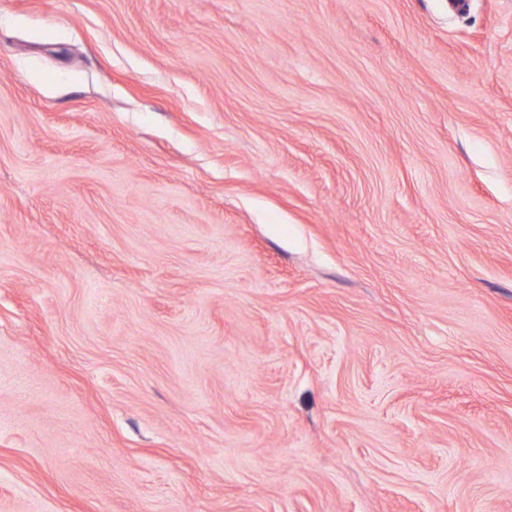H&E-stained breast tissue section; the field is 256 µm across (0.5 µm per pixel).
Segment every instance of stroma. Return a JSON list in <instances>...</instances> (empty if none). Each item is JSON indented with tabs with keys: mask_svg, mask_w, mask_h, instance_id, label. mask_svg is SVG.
I'll use <instances>...</instances> for the list:
<instances>
[{
	"mask_svg": "<svg viewBox=\"0 0 512 512\" xmlns=\"http://www.w3.org/2000/svg\"><path fill=\"white\" fill-rule=\"evenodd\" d=\"M0 512H512V0H0Z\"/></svg>",
	"mask_w": 512,
	"mask_h": 512,
	"instance_id": "35a3bbf8",
	"label": "stroma"
}]
</instances>
